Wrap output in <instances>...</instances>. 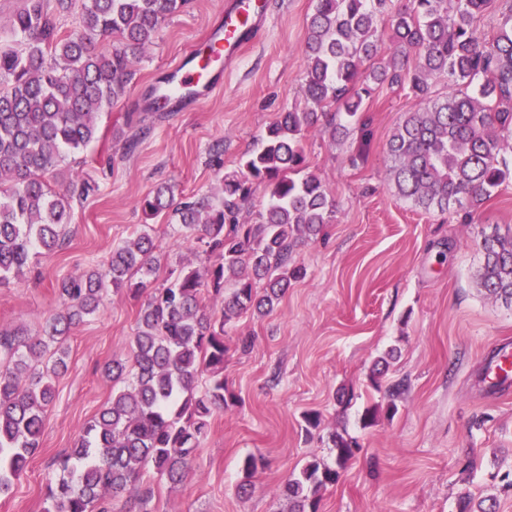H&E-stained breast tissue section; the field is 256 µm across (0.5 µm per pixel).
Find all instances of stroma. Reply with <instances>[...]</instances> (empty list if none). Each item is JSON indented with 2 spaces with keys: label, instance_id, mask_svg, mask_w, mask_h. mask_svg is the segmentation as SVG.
Returning <instances> with one entry per match:
<instances>
[{
  "label": "stroma",
  "instance_id": "1",
  "mask_svg": "<svg viewBox=\"0 0 512 512\" xmlns=\"http://www.w3.org/2000/svg\"><path fill=\"white\" fill-rule=\"evenodd\" d=\"M272 21L244 49L221 88L202 105L168 112L146 97L167 67L203 38L224 0H190L162 22L153 45L134 63L127 93L98 119V139L63 155L59 168L96 183L72 205L66 244L40 254L26 279L0 288V328L41 334L59 306L60 279L104 267L114 245L143 225L161 259L158 278L197 258L172 210L145 220L139 202L168 183L175 202L216 197L209 164L224 144V170L239 168L279 112L304 107V36L314 0H268ZM414 105L381 87L368 104V127L331 140L307 133L304 155L336 199L323 236L301 246L303 278L269 315L243 314L225 328L224 380L236 402L214 413L192 463L174 486L146 467L155 512H288V479L310 461L333 464L334 435L360 448L340 481L321 490L319 512H456L464 495L496 499L512 512V383L491 385L488 364L512 343V309L479 286L481 231L512 226V184L473 214L426 212L400 198L389 178L388 140ZM144 297L108 292L96 315L72 328L67 368L54 380L39 452L0 498V512H43L45 484L57 456L112 398L104 374L127 358ZM393 352L380 388L369 382L374 361ZM406 389L388 393L397 381ZM380 408L363 426L366 407ZM317 412L321 424L303 430ZM261 458L252 476L245 458ZM251 480L250 498L235 487Z\"/></svg>",
  "mask_w": 512,
  "mask_h": 512
}]
</instances>
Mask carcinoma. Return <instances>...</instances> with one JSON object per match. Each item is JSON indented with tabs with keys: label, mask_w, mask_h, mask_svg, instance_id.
Listing matches in <instances>:
<instances>
[{
	"label": "carcinoma",
	"mask_w": 512,
	"mask_h": 512,
	"mask_svg": "<svg viewBox=\"0 0 512 512\" xmlns=\"http://www.w3.org/2000/svg\"><path fill=\"white\" fill-rule=\"evenodd\" d=\"M490 0H315L304 36L306 107L280 113L242 156L239 171L222 177L217 201H185L176 210L186 238L200 244L208 264L181 266L153 289L140 310L127 359L105 371L123 387L84 428L74 448L55 460L58 477L46 486L44 512H124L112 502L127 496L138 512H154L151 486L141 481L150 463L172 484L183 482L209 419L227 406L224 327L251 311H274L292 282L304 275L297 248L316 240L336 213V199L307 170L302 142L335 108L347 124L329 135L348 136L362 121L378 86L400 87L416 101L388 142L390 178L399 195L427 212L448 214L490 200L512 181V5L489 39L476 18ZM188 0H21L8 21L16 45L0 47V286L26 278L41 251L64 241L72 202L91 187L59 174L58 192L46 175L65 151L97 138V117L126 91L133 63L153 44L162 20ZM79 9L81 31L63 35L58 15ZM388 21V64L376 62L378 22ZM116 44L97 49V36ZM448 81L443 101L432 82ZM268 200L243 224L252 187ZM172 188L158 185L139 206L147 220L170 206ZM479 285L512 307V234L497 225L483 232ZM159 270L148 230L112 247L107 267L56 284L61 310L49 315L43 337L0 329V497L40 447L53 379L64 356L44 372L32 361L84 317L98 312L108 289L147 287ZM219 300L207 305L203 293ZM336 467L316 460L288 480L290 512H317L320 490L336 484L357 441L334 439Z\"/></svg>",
	"instance_id": "1"
}]
</instances>
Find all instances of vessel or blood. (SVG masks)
<instances>
[{"label":"vessel or blood","instance_id":"obj_1","mask_svg":"<svg viewBox=\"0 0 512 512\" xmlns=\"http://www.w3.org/2000/svg\"><path fill=\"white\" fill-rule=\"evenodd\" d=\"M268 20L267 0H227L224 16L204 49H190L185 61L173 65L172 81L152 90V101L182 108L216 88V76L230 70L243 45L259 39Z\"/></svg>","mask_w":512,"mask_h":512}]
</instances>
